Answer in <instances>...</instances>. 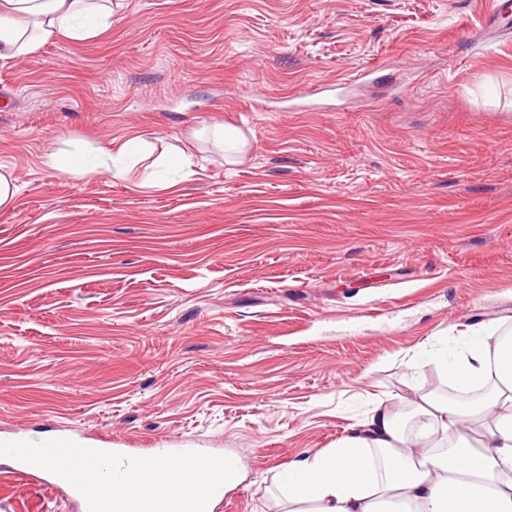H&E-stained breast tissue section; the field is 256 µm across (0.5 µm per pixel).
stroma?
I'll return each mask as SVG.
<instances>
[{"instance_id": "1", "label": "stroma", "mask_w": 512, "mask_h": 512, "mask_svg": "<svg viewBox=\"0 0 512 512\" xmlns=\"http://www.w3.org/2000/svg\"><path fill=\"white\" fill-rule=\"evenodd\" d=\"M136 137L122 179L44 163ZM0 165V437L240 458L213 512H284L293 463L447 387L432 346L512 331V0H124L0 60ZM0 512L79 508L0 465ZM215 145L224 153L227 162H235V159L245 153L247 140L236 128L223 125L215 126L211 131Z\"/></svg>"}]
</instances>
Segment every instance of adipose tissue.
Returning a JSON list of instances; mask_svg holds the SVG:
<instances>
[{"mask_svg": "<svg viewBox=\"0 0 512 512\" xmlns=\"http://www.w3.org/2000/svg\"><path fill=\"white\" fill-rule=\"evenodd\" d=\"M122 2L0 0V60L61 37L93 39ZM138 144L108 164L55 151L47 159L65 174L122 178ZM435 359L458 399L414 390L409 434L377 405L336 448L290 467L288 512H512V337L475 331Z\"/></svg>", "mask_w": 512, "mask_h": 512, "instance_id": "ef3b65f1", "label": "adipose tissue"}]
</instances>
